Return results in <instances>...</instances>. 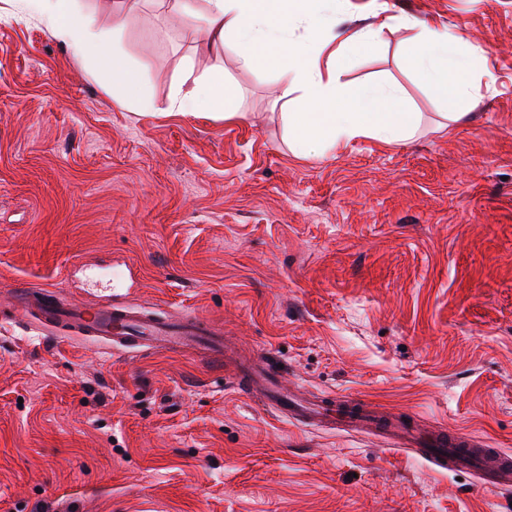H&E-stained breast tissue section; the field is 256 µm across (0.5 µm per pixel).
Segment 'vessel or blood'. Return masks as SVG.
Listing matches in <instances>:
<instances>
[{"label": "vessel or blood", "mask_w": 512, "mask_h": 512, "mask_svg": "<svg viewBox=\"0 0 512 512\" xmlns=\"http://www.w3.org/2000/svg\"><path fill=\"white\" fill-rule=\"evenodd\" d=\"M37 311L43 320L65 328L67 333L87 336L116 349L198 348L215 358L224 354L220 330L198 318L160 317L109 301L92 307L41 304ZM271 380L270 372L251 369L243 373L240 382L246 391L256 393L264 405L276 409L288 421L339 424L351 432L370 433L379 428L396 446L416 451L440 469L474 466L483 485L498 489L512 487V455L497 448L481 447L459 430H444L426 438L399 423L379 425L369 403L351 402L340 408L334 397L311 401L272 388Z\"/></svg>", "instance_id": "vessel-or-blood-1"}]
</instances>
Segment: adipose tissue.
<instances>
[{"mask_svg":"<svg viewBox=\"0 0 512 512\" xmlns=\"http://www.w3.org/2000/svg\"><path fill=\"white\" fill-rule=\"evenodd\" d=\"M20 14L44 18L72 55L93 66L107 67L117 99L144 112L153 101L140 94L138 77L126 64L120 46L98 43L93 15L80 12L74 0H18ZM318 0H207L198 13L196 0H169L178 16H200L210 48L233 45L238 60L250 69L275 67L280 97L295 96L301 109L286 112L282 121L295 155L335 150L338 143L368 137L385 145L411 138L418 127L416 113L407 111L399 86L367 83L349 88L341 83L338 65L322 62L311 48L323 31L340 20L321 14ZM416 46L403 55V63L440 96L456 95L466 101L477 97L478 86L464 83L475 53L458 36L431 23H421ZM305 30L296 39V30ZM170 109L182 113L205 112L227 122L241 120L238 96L225 86L224 75L214 72L191 87L176 86Z\"/></svg>","mask_w":512,"mask_h":512,"instance_id":"adipose-tissue-1","label":"adipose tissue"}]
</instances>
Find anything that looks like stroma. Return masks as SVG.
Masks as SVG:
<instances>
[{"label":"stroma","mask_w":512,"mask_h":512,"mask_svg":"<svg viewBox=\"0 0 512 512\" xmlns=\"http://www.w3.org/2000/svg\"><path fill=\"white\" fill-rule=\"evenodd\" d=\"M95 13L158 109L0 0V512H512V491L373 436L276 418L233 364L119 351L27 317L114 296L204 319L241 359L317 396L512 453V0H350L381 42L348 84H400L414 138L294 156L271 68L212 50L195 19L139 0ZM432 21L490 85L444 99L399 52ZM247 117L169 111L212 71ZM448 112L458 121L446 122Z\"/></svg>","instance_id":"obj_1"}]
</instances>
